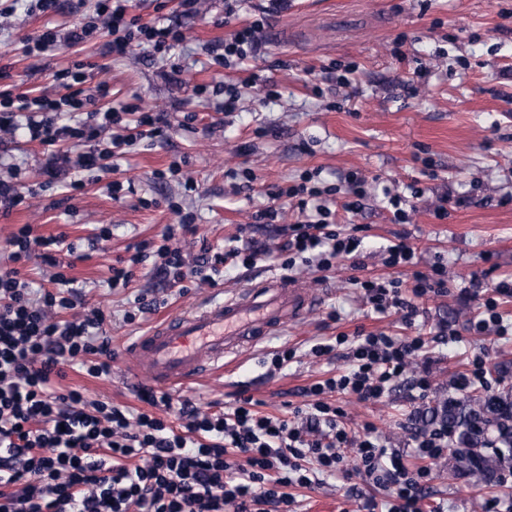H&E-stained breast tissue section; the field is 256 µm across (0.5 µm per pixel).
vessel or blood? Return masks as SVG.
<instances>
[{
  "mask_svg": "<svg viewBox=\"0 0 512 512\" xmlns=\"http://www.w3.org/2000/svg\"><path fill=\"white\" fill-rule=\"evenodd\" d=\"M313 307L307 285L272 275L157 321L127 344L126 369L131 378L179 390L223 370L229 357L279 334Z\"/></svg>",
  "mask_w": 512,
  "mask_h": 512,
  "instance_id": "obj_1",
  "label": "vessel or blood"
}]
</instances>
